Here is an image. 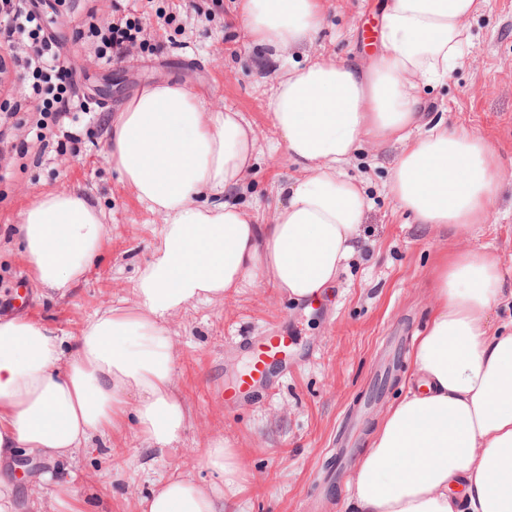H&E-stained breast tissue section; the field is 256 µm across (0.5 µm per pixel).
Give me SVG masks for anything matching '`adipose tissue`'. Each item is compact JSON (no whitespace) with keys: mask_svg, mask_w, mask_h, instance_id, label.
I'll use <instances>...</instances> for the list:
<instances>
[{"mask_svg":"<svg viewBox=\"0 0 512 512\" xmlns=\"http://www.w3.org/2000/svg\"><path fill=\"white\" fill-rule=\"evenodd\" d=\"M488 4L385 0L370 63L320 54L300 64L291 53L316 38L326 0H241L246 36L284 60L267 108L274 147L296 174L266 219L232 197L261 152L241 113L206 107L188 83L168 80L125 100L106 159L161 224L131 300L96 312L78 335L0 318V512L15 510L18 454L52 466L129 429L158 453L177 447L191 415L175 377L174 319L259 280L298 304L318 299L358 252L369 200L344 166L364 144L396 147L389 191L415 223L486 222L502 189L498 154L466 127L429 125L420 89L463 65L468 24ZM107 233L80 190L35 196L16 227L32 287L62 293ZM432 288L412 380L356 462L349 500L355 512H512V326L490 321L505 271L489 251H457L436 266ZM203 461L218 483L177 471L127 512H224L240 455L215 434ZM33 484L31 512H83L71 482L46 471Z\"/></svg>","mask_w":512,"mask_h":512,"instance_id":"adipose-tissue-1","label":"adipose tissue"}]
</instances>
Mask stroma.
Returning a JSON list of instances; mask_svg holds the SVG:
<instances>
[{"label":"stroma","instance_id":"obj_1","mask_svg":"<svg viewBox=\"0 0 512 512\" xmlns=\"http://www.w3.org/2000/svg\"><path fill=\"white\" fill-rule=\"evenodd\" d=\"M382 2L328 0L317 38L294 61L321 53L369 61ZM239 4L207 0L205 15L189 0H40L46 30L62 39L66 56L85 61L67 68L84 108L61 122L48 148H40L32 124L12 132L17 150L8 158L9 176L0 180V317L28 316L74 336L97 310L128 298L161 219L107 162L106 146L114 112L149 80L188 82L207 105L241 112L264 151L235 197L263 210L274 204L277 188L295 174L286 157L270 149L275 134L267 91L280 63L269 48L245 41ZM91 6L105 24L138 17L142 41L122 57L99 58L81 27ZM469 33L473 49L465 66L422 88L421 96L431 121L466 126L496 149L503 188L486 222L448 230L414 223L388 189L396 148L365 145L345 167L364 180L370 201L358 254L321 302L293 304L258 282L223 303L182 313L172 331L179 388L191 413L183 440L156 457L129 432L118 450L102 444L55 465L57 477L73 478L87 512H126L174 470L216 483L202 451L217 433L242 452L238 512H349L347 488L337 484L331 467L353 465L387 408L402 397L411 378L410 351L434 304L431 278L439 258L487 248L512 278V0H490L470 21ZM75 188L104 210L108 236L79 282L64 296H45L29 284L13 230L34 196ZM270 333L288 337L285 360L254 393L225 400V385L251 364V341ZM119 466L125 474L117 479Z\"/></svg>","mask_w":512,"mask_h":512}]
</instances>
